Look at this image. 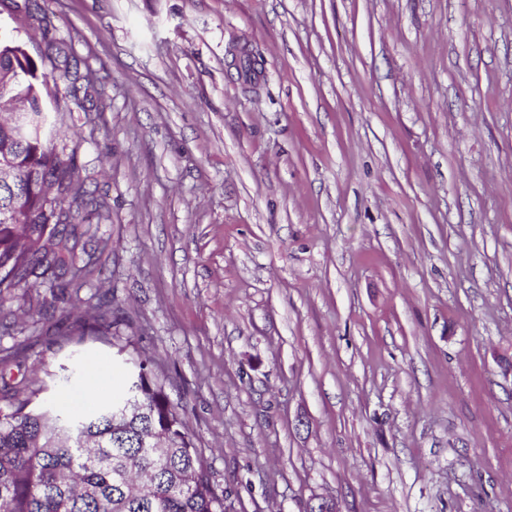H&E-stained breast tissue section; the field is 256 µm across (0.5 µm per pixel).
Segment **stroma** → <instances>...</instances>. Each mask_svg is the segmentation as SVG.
I'll use <instances>...</instances> for the list:
<instances>
[{
	"label": "stroma",
	"instance_id": "1",
	"mask_svg": "<svg viewBox=\"0 0 512 512\" xmlns=\"http://www.w3.org/2000/svg\"><path fill=\"white\" fill-rule=\"evenodd\" d=\"M32 12L118 321L0 376L146 354L234 512H512V0H0L61 97Z\"/></svg>",
	"mask_w": 512,
	"mask_h": 512
}]
</instances>
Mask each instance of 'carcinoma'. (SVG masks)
<instances>
[{
	"instance_id": "1",
	"label": "carcinoma",
	"mask_w": 512,
	"mask_h": 512,
	"mask_svg": "<svg viewBox=\"0 0 512 512\" xmlns=\"http://www.w3.org/2000/svg\"><path fill=\"white\" fill-rule=\"evenodd\" d=\"M244 83L258 84L256 60L239 57ZM44 73L24 45L0 32V163L15 172L21 192L0 187V299H11L34 279L50 289L71 326L66 340L83 344L112 335L114 309L93 312L73 303L68 287L91 275L68 246L67 226L94 193L76 177L75 153L53 143L56 116L42 109ZM27 106L26 135L9 113ZM86 98L72 86L55 108L85 112ZM85 390V368L65 366L49 380L0 387V512H226L198 453L189 422L169 401L150 358L137 354L120 391L88 409H59L49 396Z\"/></svg>"
}]
</instances>
